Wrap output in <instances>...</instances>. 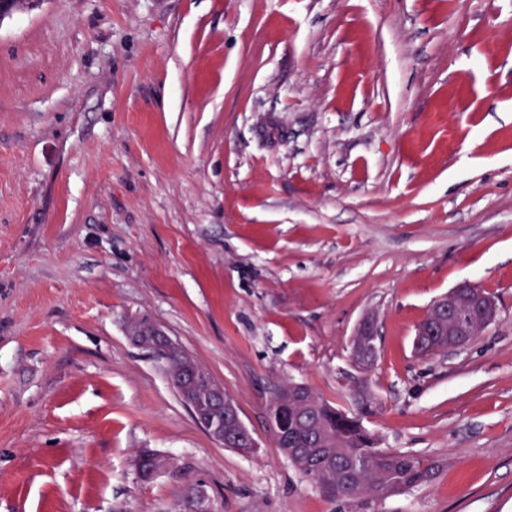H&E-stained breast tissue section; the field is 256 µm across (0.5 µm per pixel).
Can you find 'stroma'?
Returning a JSON list of instances; mask_svg holds the SVG:
<instances>
[{"mask_svg": "<svg viewBox=\"0 0 512 512\" xmlns=\"http://www.w3.org/2000/svg\"><path fill=\"white\" fill-rule=\"evenodd\" d=\"M498 313L416 356L459 283ZM374 315L372 369L351 340ZM237 404L219 445L127 337ZM354 411L426 484L337 500L274 389ZM169 468L140 481L143 449ZM512 512V0H42L0 22V512ZM132 336H136L143 343H151L153 336L155 341L154 347L149 351V353L150 355L158 356L160 358L159 361L161 364L166 363L164 354L170 352L178 345V343L164 331L161 325L152 318L143 324L142 330L129 336L132 344L137 346L138 340ZM169 357L173 368L184 366L186 362L185 359H191L193 362V367L199 373V379L192 390L195 394L197 406L202 413L214 414L216 411H213L214 405H212L208 400V388L205 382L210 375L202 368H200L193 360V358L182 347L180 350L170 352ZM271 405L276 430H288L289 436V433L297 427L298 417L303 412L301 405L277 395L273 398ZM185 507L188 510H185ZM174 511L215 512L216 509L211 502L207 491L203 487L195 484H189L176 500L174 504Z\"/></svg>", "mask_w": 512, "mask_h": 512, "instance_id": "35a3bbf8", "label": "stroma"}]
</instances>
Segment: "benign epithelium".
<instances>
[{
  "mask_svg": "<svg viewBox=\"0 0 512 512\" xmlns=\"http://www.w3.org/2000/svg\"><path fill=\"white\" fill-rule=\"evenodd\" d=\"M496 315V304L489 294L469 282L460 283L432 303L424 318L425 325L416 329L415 348H424L431 353L440 351V347L427 346L423 340V337L436 333L448 337V349L462 348L470 342V337L487 328ZM139 336L154 337V347L150 354L159 357L162 364L166 363L164 354L177 346V342L153 319L144 323L143 329L130 338L132 344H138ZM376 340L373 323L368 318L363 320L353 338V351L356 355L353 362L363 373L366 372V363L374 360L378 354ZM193 379L194 375L189 370L171 377V384L194 419L216 442L222 444L228 438L238 439L242 434H249L237 406L224 395V386L213 378L209 381V390L216 407L224 411L226 427L222 428L202 415L190 393ZM174 512H215V507L203 487L189 484L176 500Z\"/></svg>",
  "mask_w": 512,
  "mask_h": 512,
  "instance_id": "obj_1",
  "label": "benign epithelium"
}]
</instances>
